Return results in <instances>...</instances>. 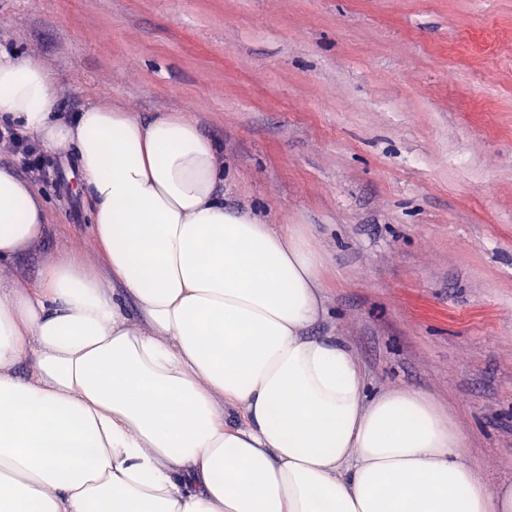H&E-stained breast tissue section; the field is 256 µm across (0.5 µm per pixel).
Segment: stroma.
I'll list each match as a JSON object with an SVG mask.
<instances>
[{
	"label": "stroma",
	"mask_w": 512,
	"mask_h": 512,
	"mask_svg": "<svg viewBox=\"0 0 512 512\" xmlns=\"http://www.w3.org/2000/svg\"><path fill=\"white\" fill-rule=\"evenodd\" d=\"M59 110L196 120L227 208L306 225L330 336L370 392L433 395L512 486V0H0V46ZM43 236L0 268L94 260L73 153L45 152Z\"/></svg>",
	"instance_id": "stroma-1"
}]
</instances>
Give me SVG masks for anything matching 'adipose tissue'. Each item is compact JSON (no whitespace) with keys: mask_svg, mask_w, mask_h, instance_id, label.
Masks as SVG:
<instances>
[{"mask_svg":"<svg viewBox=\"0 0 512 512\" xmlns=\"http://www.w3.org/2000/svg\"><path fill=\"white\" fill-rule=\"evenodd\" d=\"M1 122L74 151L100 259L0 295V512H512L432 397L369 393L353 351L310 335L323 254L225 207L195 121L62 117L51 68L0 49ZM45 222L0 168V267Z\"/></svg>","mask_w":512,"mask_h":512,"instance_id":"obj_1","label":"adipose tissue"}]
</instances>
